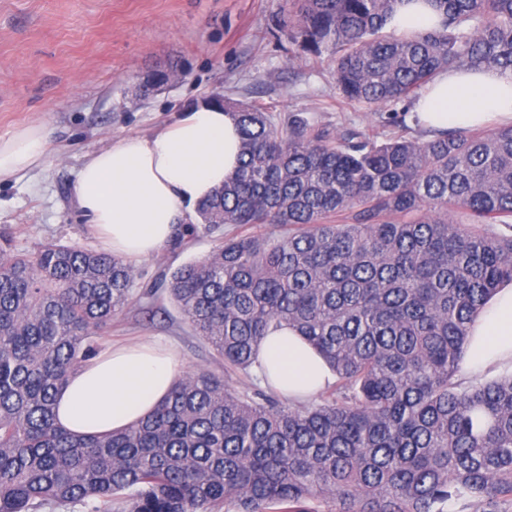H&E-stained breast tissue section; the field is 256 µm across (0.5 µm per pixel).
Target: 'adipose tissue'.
Here are the masks:
<instances>
[{
  "mask_svg": "<svg viewBox=\"0 0 512 512\" xmlns=\"http://www.w3.org/2000/svg\"><path fill=\"white\" fill-rule=\"evenodd\" d=\"M439 22L424 0H400L391 25L400 32H424ZM415 113L432 131L512 125V72H443L419 98ZM48 143L42 122L1 136L0 184L42 169ZM239 148L230 113L216 105L192 106L150 136H125L89 153L73 185L75 205L113 255H157L176 226L192 221L197 205L235 173ZM259 359L273 387L294 402L315 395L332 379L321 356L291 329L265 336ZM464 364L474 375L512 368L511 282L497 288L475 318ZM180 368L173 349L155 341L112 348L71 377L57 396V419L79 435L127 428L168 394Z\"/></svg>",
  "mask_w": 512,
  "mask_h": 512,
  "instance_id": "adipose-tissue-1",
  "label": "adipose tissue"
}]
</instances>
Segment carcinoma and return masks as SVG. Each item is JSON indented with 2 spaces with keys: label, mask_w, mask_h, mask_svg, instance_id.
Masks as SVG:
<instances>
[{
  "label": "carcinoma",
  "mask_w": 512,
  "mask_h": 512,
  "mask_svg": "<svg viewBox=\"0 0 512 512\" xmlns=\"http://www.w3.org/2000/svg\"><path fill=\"white\" fill-rule=\"evenodd\" d=\"M398 3L288 0L276 32L333 61L342 97L373 110L447 70L512 71V0H429L443 20L418 34L389 27ZM178 73L147 74L141 95ZM203 103L235 117L241 165L172 245L232 232L166 292L224 374L177 377L126 429L69 432L57 393L159 289L134 293L133 267L108 252L17 251L0 234V512H512V374L460 377L471 322L512 282V234L493 230L512 229V126L380 142ZM283 327L336 375L318 400L233 384Z\"/></svg>",
  "instance_id": "1"
}]
</instances>
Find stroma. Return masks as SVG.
Masks as SVG:
<instances>
[{
    "mask_svg": "<svg viewBox=\"0 0 512 512\" xmlns=\"http://www.w3.org/2000/svg\"><path fill=\"white\" fill-rule=\"evenodd\" d=\"M284 7L285 0H0V136L34 118L51 131L45 167L31 181L0 185V231L22 250L48 242L99 248L72 195L86 154L127 135H151L215 93L283 117L302 113L331 132L353 124L384 140L420 135L412 115L394 123L387 110L342 98L331 61L292 57L287 39L269 33ZM172 66L181 69L179 80L139 96L146 74ZM220 238L203 235L188 249L170 245L134 261L139 286L206 257ZM155 308L151 319L129 306L102 348L150 338L176 352L183 373L222 372L172 301Z\"/></svg>",
    "mask_w": 512,
    "mask_h": 512,
    "instance_id": "35a3bbf8",
    "label": "stroma"
}]
</instances>
